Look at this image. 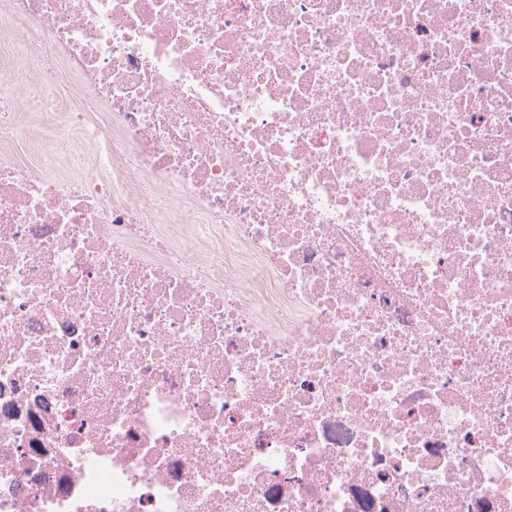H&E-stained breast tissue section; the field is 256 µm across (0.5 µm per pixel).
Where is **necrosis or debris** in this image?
I'll use <instances>...</instances> for the list:
<instances>
[{
    "label": "necrosis or debris",
    "instance_id": "4bbe7bcc",
    "mask_svg": "<svg viewBox=\"0 0 512 512\" xmlns=\"http://www.w3.org/2000/svg\"><path fill=\"white\" fill-rule=\"evenodd\" d=\"M0 20V512H512V0ZM74 89L73 81L63 73L59 74L56 79L45 83L42 87L43 93L57 103V106L50 112H76ZM15 123L17 127L28 130L33 126L40 127L41 143L36 147V151L45 154L55 152L57 169L62 175L72 177L81 171H88L83 156L80 160L77 158L81 139L79 131L70 130L67 146L57 145L58 127L64 125L62 116L53 122H42L30 112L16 111ZM70 148L71 152L68 154Z\"/></svg>",
    "mask_w": 512,
    "mask_h": 512
}]
</instances>
